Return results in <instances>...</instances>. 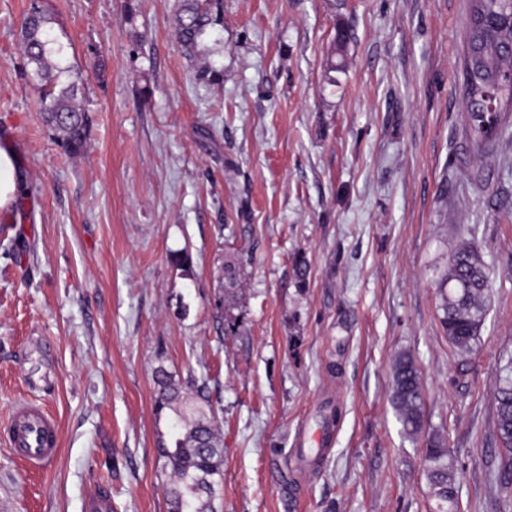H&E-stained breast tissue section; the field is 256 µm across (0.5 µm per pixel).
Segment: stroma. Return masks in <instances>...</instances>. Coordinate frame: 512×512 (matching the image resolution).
<instances>
[{"mask_svg": "<svg viewBox=\"0 0 512 512\" xmlns=\"http://www.w3.org/2000/svg\"><path fill=\"white\" fill-rule=\"evenodd\" d=\"M213 2L190 60L175 0H0V141L28 188L0 211V512H87L94 492L107 512H169L160 366L206 384L218 512H435L434 433L460 512H512L493 400L512 357V134L488 157L466 137L468 0ZM35 5L83 80L77 156L27 77ZM466 243L491 288L468 352L437 284ZM232 253L247 277L230 333ZM402 352L425 384L415 441L389 402ZM23 403L59 424L35 470L6 436ZM303 434L326 435L319 455ZM245 279L244 264L235 257L224 262V326L235 332L238 328L237 318L233 316L235 291L241 288ZM440 436L428 437L426 443V477L436 512H458V486L453 457Z\"/></svg>", "mask_w": 512, "mask_h": 512, "instance_id": "1", "label": "stroma"}]
</instances>
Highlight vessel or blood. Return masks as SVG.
Returning <instances> with one entry per match:
<instances>
[{
	"label": "vessel or blood",
	"mask_w": 512,
	"mask_h": 512,
	"mask_svg": "<svg viewBox=\"0 0 512 512\" xmlns=\"http://www.w3.org/2000/svg\"><path fill=\"white\" fill-rule=\"evenodd\" d=\"M11 443L23 458L44 462L57 452L58 424L38 407L19 406L11 420Z\"/></svg>",
	"instance_id": "vessel-or-blood-1"
}]
</instances>
